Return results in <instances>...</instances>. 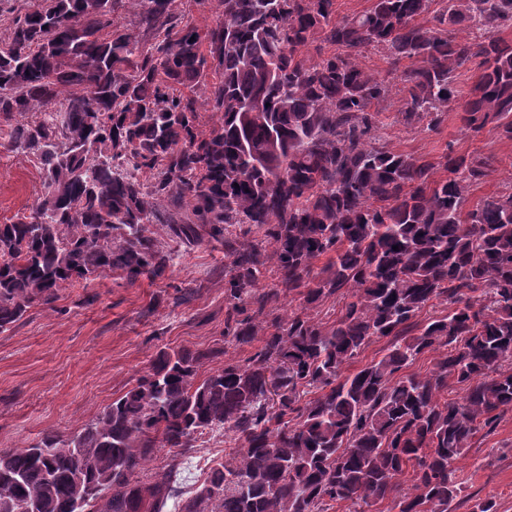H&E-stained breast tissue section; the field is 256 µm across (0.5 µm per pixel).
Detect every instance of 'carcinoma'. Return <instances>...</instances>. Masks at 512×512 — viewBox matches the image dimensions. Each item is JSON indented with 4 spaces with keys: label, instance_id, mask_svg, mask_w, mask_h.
Segmentation results:
<instances>
[{
    "label": "carcinoma",
    "instance_id": "1",
    "mask_svg": "<svg viewBox=\"0 0 512 512\" xmlns=\"http://www.w3.org/2000/svg\"><path fill=\"white\" fill-rule=\"evenodd\" d=\"M171 3L138 0L131 32L123 0H0V125L43 187L0 224V332L67 282L164 278L162 224L224 248V343L252 351L206 373L210 352L162 348L80 431L0 449V512H449L454 463L512 410V191L470 206L487 160L448 153L438 177L386 149L389 82L352 57L383 54L403 124L451 107L466 135L512 139V0H372L339 19L335 0H217L202 34ZM460 24L480 33L458 41ZM314 40L333 52L310 59ZM474 61L464 95L454 70ZM206 109L223 122L203 134ZM333 296L329 328L300 313L261 327L282 299ZM436 299L448 311L423 316ZM428 352L434 369L410 371ZM453 385L464 396L441 397ZM206 432L230 450L185 497L178 458ZM161 448L171 463L138 480Z\"/></svg>",
    "mask_w": 512,
    "mask_h": 512
}]
</instances>
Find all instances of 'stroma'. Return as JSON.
I'll return each mask as SVG.
<instances>
[{
  "label": "stroma",
  "instance_id": "obj_1",
  "mask_svg": "<svg viewBox=\"0 0 512 512\" xmlns=\"http://www.w3.org/2000/svg\"><path fill=\"white\" fill-rule=\"evenodd\" d=\"M402 106L399 90H391L382 114L387 149L432 162L450 148L488 159L487 177L466 192L472 203L512 189V140L493 131L466 136L452 112L438 126L410 127L397 120ZM40 190L37 162L0 147V224L27 212ZM174 256L162 279L130 285L112 272L87 284H64L55 303L32 307L0 333V449L81 430L148 371L162 348L212 350L210 370L248 356V349L224 343L221 247H178ZM223 457V435H207L181 471L184 491L203 483ZM455 468L464 487L455 512H470L484 498L495 499L498 512H512V410L503 413L494 432L477 434Z\"/></svg>",
  "mask_w": 512,
  "mask_h": 512
}]
</instances>
